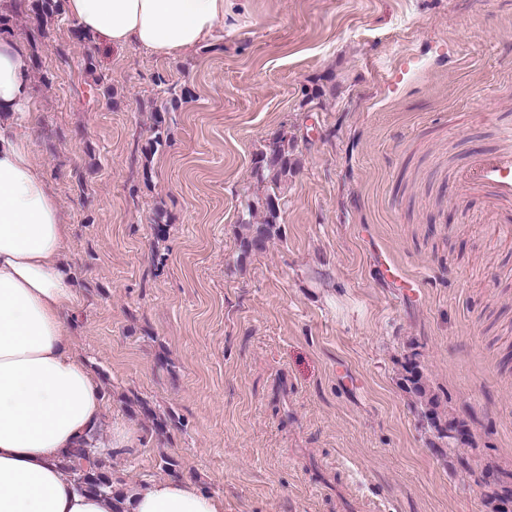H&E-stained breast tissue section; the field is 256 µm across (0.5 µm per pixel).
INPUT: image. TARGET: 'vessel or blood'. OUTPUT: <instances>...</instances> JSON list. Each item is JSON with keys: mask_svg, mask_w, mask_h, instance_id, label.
Segmentation results:
<instances>
[{"mask_svg": "<svg viewBox=\"0 0 512 512\" xmlns=\"http://www.w3.org/2000/svg\"><path fill=\"white\" fill-rule=\"evenodd\" d=\"M503 144L492 151H476L457 178L459 193L483 197L496 223L512 226V127H501Z\"/></svg>", "mask_w": 512, "mask_h": 512, "instance_id": "1", "label": "vessel or blood"}]
</instances>
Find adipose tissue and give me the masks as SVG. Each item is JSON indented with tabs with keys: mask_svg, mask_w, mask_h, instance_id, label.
<instances>
[{
	"mask_svg": "<svg viewBox=\"0 0 512 512\" xmlns=\"http://www.w3.org/2000/svg\"><path fill=\"white\" fill-rule=\"evenodd\" d=\"M227 0H66L84 34L168 58L224 31ZM24 44L0 36V112L29 98ZM65 224L28 141L0 126V512H112L62 468L103 426L104 395L68 336L77 293L63 272ZM122 512H224L222 497L157 479Z\"/></svg>",
	"mask_w": 512,
	"mask_h": 512,
	"instance_id": "obj_1",
	"label": "adipose tissue"
}]
</instances>
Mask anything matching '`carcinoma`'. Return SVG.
<instances>
[{
    "instance_id": "1",
    "label": "carcinoma",
    "mask_w": 512,
    "mask_h": 512,
    "mask_svg": "<svg viewBox=\"0 0 512 512\" xmlns=\"http://www.w3.org/2000/svg\"><path fill=\"white\" fill-rule=\"evenodd\" d=\"M61 0H35L34 10L41 19H48L60 12ZM167 106L156 110L154 137L142 149L145 161L161 144L163 112ZM293 140L283 132L272 136L265 149L253 159V175L258 182L266 184V194L257 200L246 199L243 203L241 226L244 232L239 235V261L266 249L267 243L280 234V195L281 186L288 182L298 168L299 162L293 157ZM262 209L263 220L252 221L254 211ZM401 378L403 389L411 394L420 407L421 417L426 421L433 440L430 444L441 455L455 453L458 467L469 473L474 483L483 489V500L490 512H506L503 506L512 504V474L495 475L488 480L490 470H478L471 460L455 452L454 445L468 434L465 421L447 415L442 409L440 398L429 386L415 356L406 359ZM64 469L78 475L81 485L95 494L113 492L112 475L105 469L103 457L90 448H75L64 463Z\"/></svg>"
}]
</instances>
